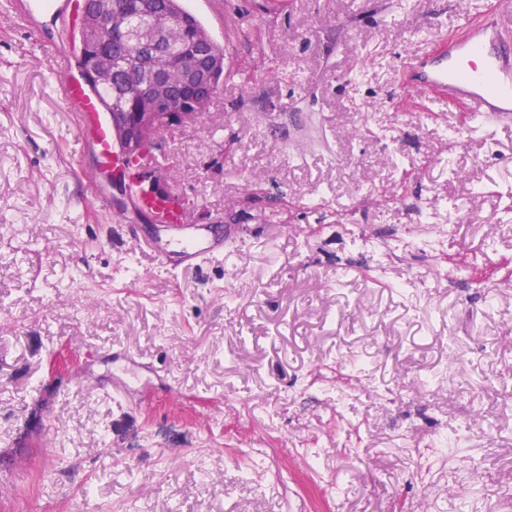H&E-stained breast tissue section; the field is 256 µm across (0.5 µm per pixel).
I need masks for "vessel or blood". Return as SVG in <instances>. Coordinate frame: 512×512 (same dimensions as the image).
Masks as SVG:
<instances>
[{"mask_svg":"<svg viewBox=\"0 0 512 512\" xmlns=\"http://www.w3.org/2000/svg\"><path fill=\"white\" fill-rule=\"evenodd\" d=\"M512 0H500L485 18L467 22L461 35L448 39L442 54L429 58L418 52L405 63L408 83L419 91L434 90L438 98L463 105L470 115L484 120L512 116ZM71 111H95L96 102L74 86L64 88ZM140 206L152 213L167 230L166 238L138 232L140 249L149 251L166 267L195 266L224 255L222 237L206 231L190 234L185 204L175 196L140 198Z\"/></svg>","mask_w":512,"mask_h":512,"instance_id":"vessel-or-blood-1","label":"vessel or blood"}]
</instances>
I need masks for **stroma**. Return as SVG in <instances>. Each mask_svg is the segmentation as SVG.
<instances>
[{
    "instance_id": "stroma-1",
    "label": "stroma",
    "mask_w": 512,
    "mask_h": 512,
    "mask_svg": "<svg viewBox=\"0 0 512 512\" xmlns=\"http://www.w3.org/2000/svg\"><path fill=\"white\" fill-rule=\"evenodd\" d=\"M11 2L0 512H512V118L471 124L401 68L494 0H186L224 82L160 151L231 221L223 260L171 271L67 108L75 0L34 27ZM476 420L492 447L437 456Z\"/></svg>"
}]
</instances>
